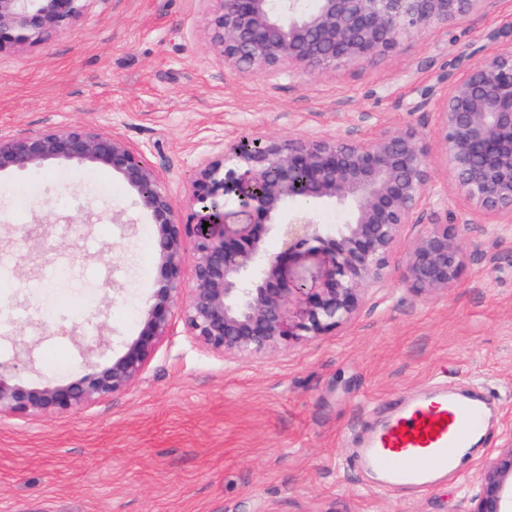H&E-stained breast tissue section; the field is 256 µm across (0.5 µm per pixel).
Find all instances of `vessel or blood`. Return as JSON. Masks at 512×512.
<instances>
[{
    "mask_svg": "<svg viewBox=\"0 0 512 512\" xmlns=\"http://www.w3.org/2000/svg\"><path fill=\"white\" fill-rule=\"evenodd\" d=\"M489 400L434 386L396 400L359 443L353 465L381 487L424 491L461 472L465 448L484 434Z\"/></svg>",
    "mask_w": 512,
    "mask_h": 512,
    "instance_id": "obj_1",
    "label": "vessel or blood"
}]
</instances>
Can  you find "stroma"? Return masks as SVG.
I'll return each instance as SVG.
<instances>
[{
    "mask_svg": "<svg viewBox=\"0 0 512 512\" xmlns=\"http://www.w3.org/2000/svg\"><path fill=\"white\" fill-rule=\"evenodd\" d=\"M210 0H87L63 33L0 50V134L76 124L120 135L176 207L206 157L262 134L370 137L411 127L434 142L443 74L482 34L512 28V0L387 55L291 79L242 74L207 45ZM124 212L126 233L112 222ZM448 292L404 284L405 250L349 324L279 352L224 362L175 324L141 380L86 409L0 425V512H469L486 460L512 439V227L476 215ZM154 227L111 171L76 163L0 174V362L28 348L27 386L83 365L91 326L118 356L156 277ZM51 311L64 334L37 325ZM441 382L498 403L491 442L462 478L423 493L374 487L355 440L391 402Z\"/></svg>",
    "mask_w": 512,
    "mask_h": 512,
    "instance_id": "1",
    "label": "stroma"
}]
</instances>
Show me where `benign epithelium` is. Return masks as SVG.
<instances>
[{
	"mask_svg": "<svg viewBox=\"0 0 512 512\" xmlns=\"http://www.w3.org/2000/svg\"><path fill=\"white\" fill-rule=\"evenodd\" d=\"M85 0H0V50L44 42L81 14ZM211 51L241 73L328 70L394 51L408 35L462 19L483 0H215ZM456 59L434 102L440 161L466 202L448 223V194L434 188L432 159L414 130L382 129L304 139L260 136L224 144L205 158L179 211L157 170L122 138L82 125L28 136L0 135V173L59 161L109 170L135 194L154 226L157 276L138 336L121 355L90 362L62 382L25 386L0 362V421L64 415L132 387L173 332L226 361L312 340L351 322L368 287L384 281L408 224L423 229L405 251L410 290L436 297L467 258L460 228L481 214L512 224V51L489 47ZM480 56L471 62V56ZM234 197L238 210L224 211ZM348 210L345 224L288 215L298 200ZM208 227H203V222ZM280 241L268 248L269 237ZM191 287H184L185 269ZM469 512H512V440L487 460Z\"/></svg>",
	"mask_w": 512,
	"mask_h": 512,
	"instance_id": "obj_1",
	"label": "benign epithelium"
}]
</instances>
